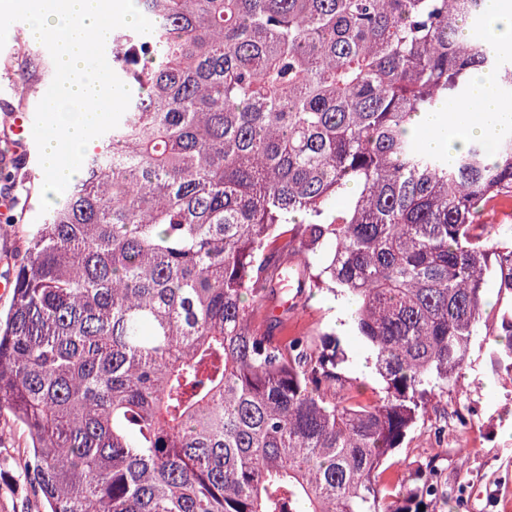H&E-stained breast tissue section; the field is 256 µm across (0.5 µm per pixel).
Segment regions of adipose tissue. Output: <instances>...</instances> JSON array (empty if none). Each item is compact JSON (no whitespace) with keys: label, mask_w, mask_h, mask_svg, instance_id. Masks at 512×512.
<instances>
[{"label":"adipose tissue","mask_w":512,"mask_h":512,"mask_svg":"<svg viewBox=\"0 0 512 512\" xmlns=\"http://www.w3.org/2000/svg\"><path fill=\"white\" fill-rule=\"evenodd\" d=\"M512 125V104L494 95L487 83L471 82L470 97L459 104L428 115L420 135L424 150H438L441 144L465 148L475 138L492 140L496 127Z\"/></svg>","instance_id":"obj_1"}]
</instances>
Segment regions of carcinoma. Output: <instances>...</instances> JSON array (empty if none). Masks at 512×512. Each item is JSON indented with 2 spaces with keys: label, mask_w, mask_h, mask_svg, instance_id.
<instances>
[{
  "label": "carcinoma",
  "mask_w": 512,
  "mask_h": 512,
  "mask_svg": "<svg viewBox=\"0 0 512 512\" xmlns=\"http://www.w3.org/2000/svg\"><path fill=\"white\" fill-rule=\"evenodd\" d=\"M112 31L131 96L26 237L0 320V414L30 438L45 512H436L384 464L479 336L512 377V126L456 152L409 126L512 97L489 0H135ZM10 61L17 106L53 74ZM291 224L297 246H276ZM296 256L353 303L381 392L351 395L330 334L283 347L252 316ZM486 300L488 302L487 310L490 311L489 326L490 330L497 333L500 328L501 314L507 307V299H500L498 302V288L496 286L494 278H490L486 286Z\"/></svg>",
  "instance_id": "1"
}]
</instances>
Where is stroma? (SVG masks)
<instances>
[{
    "mask_svg": "<svg viewBox=\"0 0 512 512\" xmlns=\"http://www.w3.org/2000/svg\"><path fill=\"white\" fill-rule=\"evenodd\" d=\"M17 198H28L21 224H1L0 240L13 245L12 261L24 257L23 242L30 225L40 223L41 186L16 184ZM336 336L345 356L343 371L360 382L362 398H375L381 387L370 353L358 336L345 300L322 290L304 294L275 331L279 342L291 337ZM471 362L460 384L440 395L438 409L419 419L401 448L387 463L392 479L406 477L407 467H434L445 493L442 512H512V380L493 374L484 345L474 344ZM469 405L463 418L447 416L455 402ZM26 434L8 417H0V512H43L33 483L23 475Z\"/></svg>",
    "mask_w": 512,
    "mask_h": 512,
    "instance_id": "obj_1",
    "label": "stroma"
}]
</instances>
